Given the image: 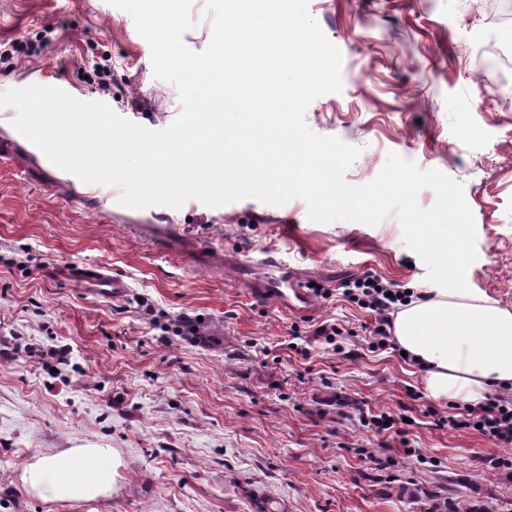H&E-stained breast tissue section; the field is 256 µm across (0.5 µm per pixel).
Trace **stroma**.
Instances as JSON below:
<instances>
[{
  "instance_id": "obj_1",
  "label": "stroma",
  "mask_w": 512,
  "mask_h": 512,
  "mask_svg": "<svg viewBox=\"0 0 512 512\" xmlns=\"http://www.w3.org/2000/svg\"><path fill=\"white\" fill-rule=\"evenodd\" d=\"M481 0H309L310 14L343 56L342 90L316 99L310 129L361 147L350 184L374 179L388 153L464 186L476 226L474 293L512 310V81L487 66L494 38ZM43 38L35 54L0 65V82L35 71L94 97L81 72L106 56L118 115L135 108L146 128L181 112L176 86L153 75L132 17L108 0H0V44ZM495 87L482 95L479 83ZM0 344L69 345L68 365L0 353V512H473L512 504V460L470 428H436L422 373L397 350L365 346L364 309L338 295L365 272L438 292L403 240L396 217L375 226L309 219L306 203L253 198L174 214L204 250L185 258L128 236V224H161L149 210L103 217L71 203L8 129H0ZM224 250L223 264L211 258ZM281 251L295 277L332 289L299 316L254 300L236 260ZM96 269L127 288L112 301L85 291ZM201 318L206 347L159 343L139 309ZM341 323L352 357L309 343L288 345L291 326ZM408 417V456L398 436L360 411ZM110 449V498L47 502L21 481L33 457L68 448Z\"/></svg>"
}]
</instances>
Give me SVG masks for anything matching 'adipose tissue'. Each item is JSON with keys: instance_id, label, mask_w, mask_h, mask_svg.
I'll use <instances>...</instances> for the list:
<instances>
[{"instance_id": "ef3b65f1", "label": "adipose tissue", "mask_w": 512, "mask_h": 512, "mask_svg": "<svg viewBox=\"0 0 512 512\" xmlns=\"http://www.w3.org/2000/svg\"><path fill=\"white\" fill-rule=\"evenodd\" d=\"M398 345L425 369V389L436 400L481 403L490 390L512 385V311L467 288L412 299L397 313ZM22 479L49 501H95L112 492V454L72 448L33 458Z\"/></svg>"}]
</instances>
